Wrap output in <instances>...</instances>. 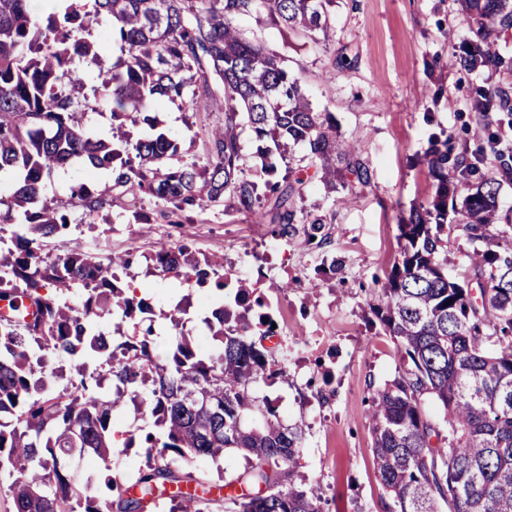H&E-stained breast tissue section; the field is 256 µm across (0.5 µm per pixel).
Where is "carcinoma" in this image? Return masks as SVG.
I'll return each instance as SVG.
<instances>
[{"instance_id":"1","label":"carcinoma","mask_w":512,"mask_h":512,"mask_svg":"<svg viewBox=\"0 0 512 512\" xmlns=\"http://www.w3.org/2000/svg\"><path fill=\"white\" fill-rule=\"evenodd\" d=\"M462 14L484 39L463 60L474 69L512 67L492 51L487 36L512 25V0H459ZM335 0H79L44 16L32 0H0V177L11 193L0 198V223L14 226L11 245L0 246V300L28 298L35 319L0 317V481L15 512H153L157 501L172 512H211L224 502L235 512H322L312 490L294 482L305 438L304 422L286 425L253 384L270 379L271 350L257 345L275 336L274 319L256 323L266 306L251 287L231 278L224 258L196 257L185 243L151 257L167 278L195 277L212 286L217 306L204 323L220 341L203 354L185 335L186 308L163 313L170 349L160 359L146 337L153 324L118 345L97 329L104 315L134 321L153 313L150 300L119 286V269L134 253L102 261L74 249L46 251V240L70 225L66 210L41 200L44 178L76 159L112 174L121 193L145 195L167 213L203 210L227 197L255 224H270L288 238L303 233L322 246V223L295 222V198L308 167L295 162L304 144L315 175L329 193H350L370 183V168L353 145L338 139L329 112H317L298 77L274 51L246 37L237 21L262 10L283 28L314 43L327 36ZM110 21L108 40L120 46L108 62L89 39L91 23ZM77 59L98 69L94 90L112 99V141L95 140L77 121L75 107L87 83L72 68ZM224 88V122L202 139V166L174 165L178 144L164 133L132 138L142 106L160 98L180 101L196 114L210 111V80ZM479 111L507 104L501 93L479 91ZM146 125L148 117L142 116ZM249 129L268 176L265 192L248 172L240 138ZM433 192L398 225L399 259L371 310L399 349L401 371L371 397L377 475L393 505L388 512H512V237L490 233L498 212L495 180L481 181L457 202L455 177L464 164L448 141L428 152ZM72 196L90 211L106 203L80 183ZM457 231L473 243L483 283L475 300L468 282L448 277L444 235ZM69 293L76 302L62 301ZM69 365L46 372V357ZM105 393L92 387L103 388ZM204 394L207 406L192 396ZM432 398L443 412L440 431L423 409ZM132 402L161 430L119 442L117 413ZM144 449V465L131 484L115 473L118 448ZM234 448L248 462L231 480H198L182 471L192 459L218 462ZM94 457L96 474L77 479L74 457ZM257 489L238 494L237 487Z\"/></svg>"}]
</instances>
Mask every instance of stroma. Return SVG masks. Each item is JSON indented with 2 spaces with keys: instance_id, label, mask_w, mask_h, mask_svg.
<instances>
[{
  "instance_id": "obj_1",
  "label": "stroma",
  "mask_w": 512,
  "mask_h": 512,
  "mask_svg": "<svg viewBox=\"0 0 512 512\" xmlns=\"http://www.w3.org/2000/svg\"><path fill=\"white\" fill-rule=\"evenodd\" d=\"M238 25L299 75L313 108L333 113L338 134L355 142L370 166L369 185L351 195L327 193L313 179L302 186L297 218H321L327 245L317 247L301 234L274 236L271 226L252 223L222 202L172 224L153 202L112 190L107 172L90 178L76 163L43 182V198L65 207L71 222L49 247L55 254L77 248L101 257L136 251L138 260L122 280L150 298L158 331L153 350L161 357L168 345L162 313L184 299L190 302L187 333L210 350L200 299L213 292L152 274L146 256L185 243L197 256L223 257L233 279L257 288L276 314L280 341L273 358L282 373L275 381H258L253 391L286 423L306 424L298 483L320 496L323 512H386L389 498L373 467L369 406L402 361L370 306L397 256L401 218L432 193L425 162L432 138H450L454 153L474 163L464 187L497 180L499 221L491 232L512 235V176L500 166L501 155H512V140L504 136L512 110L486 120L473 108L481 89L499 88L512 97V70L461 67L477 37L456 0H336L323 47L280 30L263 12ZM212 91L206 114L169 101L144 106L158 129L178 140L181 163L203 162L204 130L224 117L223 89ZM111 112L109 97L91 95L77 117L93 137L108 141ZM83 181L106 195L103 208L92 212L72 198V186ZM334 259L342 272L329 271Z\"/></svg>"
}]
</instances>
